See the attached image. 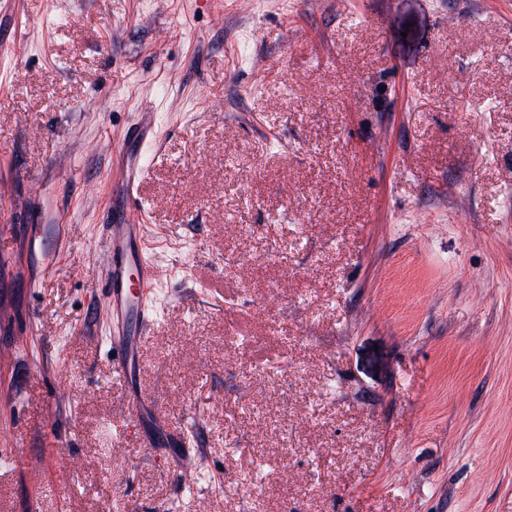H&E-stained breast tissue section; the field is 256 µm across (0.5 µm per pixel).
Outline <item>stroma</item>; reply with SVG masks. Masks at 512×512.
<instances>
[{"instance_id": "1", "label": "stroma", "mask_w": 512, "mask_h": 512, "mask_svg": "<svg viewBox=\"0 0 512 512\" xmlns=\"http://www.w3.org/2000/svg\"><path fill=\"white\" fill-rule=\"evenodd\" d=\"M117 501L512 512V0H0V512ZM111 228L106 282L112 331L107 340L115 357L114 373L129 385L141 366L149 330L148 295L157 272L145 257L142 224H131L126 208L112 211Z\"/></svg>"}]
</instances>
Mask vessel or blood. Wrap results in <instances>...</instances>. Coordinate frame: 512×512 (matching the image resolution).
Wrapping results in <instances>:
<instances>
[{
	"label": "vessel or blood",
	"instance_id": "obj_1",
	"mask_svg": "<svg viewBox=\"0 0 512 512\" xmlns=\"http://www.w3.org/2000/svg\"><path fill=\"white\" fill-rule=\"evenodd\" d=\"M141 173L139 164L126 167L122 192L126 205L136 199ZM126 205L112 213L106 282L112 313L108 342L114 354V373L129 383L141 366L142 343L149 327L148 295L157 272L145 257L141 227L131 223Z\"/></svg>",
	"mask_w": 512,
	"mask_h": 512
}]
</instances>
